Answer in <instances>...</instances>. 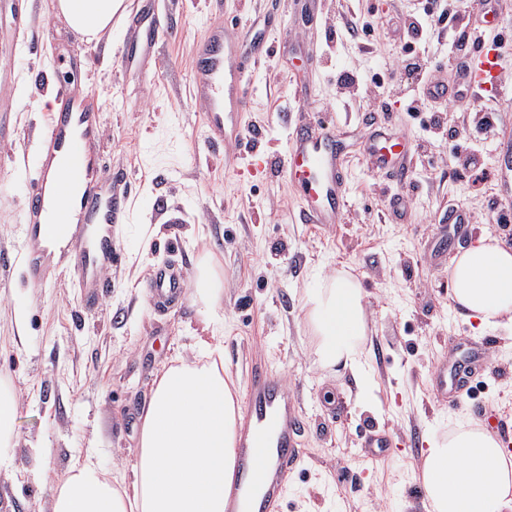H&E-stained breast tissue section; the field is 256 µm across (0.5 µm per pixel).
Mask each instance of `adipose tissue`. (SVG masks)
Returning a JSON list of instances; mask_svg holds the SVG:
<instances>
[{
  "label": "adipose tissue",
  "instance_id": "adipose-tissue-1",
  "mask_svg": "<svg viewBox=\"0 0 512 512\" xmlns=\"http://www.w3.org/2000/svg\"><path fill=\"white\" fill-rule=\"evenodd\" d=\"M67 25L88 40L112 31L127 0H55ZM455 307L481 326L512 329V247L491 234L448 267ZM194 287L206 335L155 378L145 403L132 474H109L92 460L71 466L54 489L51 512H225L235 469L239 394L224 370L222 283L198 267ZM364 291L348 271L322 280L304 300L315 363L359 372L368 351ZM427 512H512V460L493 435L459 422L427 448L420 472Z\"/></svg>",
  "mask_w": 512,
  "mask_h": 512
}]
</instances>
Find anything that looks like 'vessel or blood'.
<instances>
[{
	"label": "vessel or blood",
	"mask_w": 512,
	"mask_h": 512,
	"mask_svg": "<svg viewBox=\"0 0 512 512\" xmlns=\"http://www.w3.org/2000/svg\"><path fill=\"white\" fill-rule=\"evenodd\" d=\"M499 80V56L490 45L471 59L467 90L488 92ZM247 82L240 35L221 27L208 29L201 55L191 67L190 83L210 143H222L226 125L247 109ZM98 134L97 113L82 105L71 101L62 111L49 113L39 158L44 176L24 199L21 240L32 283H42L49 267L66 270L91 309L99 307L105 275L117 263L112 227L123 220L121 196L87 189L75 207L61 206L58 199L82 180L98 178ZM340 160V143L323 125L303 124L290 138L280 165L304 193L306 223H337ZM190 282L185 268L153 269L146 282L148 299L167 309L183 297ZM486 357V347L479 345L470 347L464 358L442 360L431 377L436 399L444 404L459 397L483 369ZM241 416L226 512H279L285 483L303 453V415L278 371L261 364L252 368L241 398Z\"/></svg>",
	"instance_id": "1"
}]
</instances>
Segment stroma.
Returning a JSON list of instances; mask_svg holds the SVG:
<instances>
[{
  "instance_id": "obj_1",
  "label": "stroma",
  "mask_w": 512,
  "mask_h": 512,
  "mask_svg": "<svg viewBox=\"0 0 512 512\" xmlns=\"http://www.w3.org/2000/svg\"><path fill=\"white\" fill-rule=\"evenodd\" d=\"M420 0H128L156 35L145 72H126L127 20L109 44H92L53 10L52 0H0V386L18 401L15 469L0 471L14 512H50L47 488L86 453L108 472L137 452L130 412L147 402L157 372L189 354L200 332L193 295L157 312L145 293L153 267L196 271L211 258L224 286V367L238 387L253 364L282 373L306 420L303 454L288 479L281 512H426L412 454L413 434L431 440L459 417L512 425V337L485 329L450 303L448 265L502 213L512 187L495 170L512 142V104L489 93L438 106L387 73L405 57L396 23ZM486 0H459L455 18L421 41L426 79L453 63L451 34L481 17ZM361 16L371 30L329 39ZM261 29L271 55L250 69L251 105L238 119L236 162L209 145L190 95L189 71L212 26ZM353 72L356 93L336 74ZM69 76L95 100L104 173L126 183L127 221L113 243L119 263L98 310L86 311L71 274L30 285L17 257L24 197L38 181L45 109L32 92L40 77ZM388 111H378L379 103ZM497 116L483 130L482 110ZM335 128L347 159L341 216L327 228L303 223L301 192L276 157L295 128ZM404 146L403 173L372 168L373 136ZM484 161L478 180L463 167L466 148ZM465 207L475 224L449 238L438 217ZM346 268L366 293L372 329L362 378L313 363L314 338L303 309L320 278ZM492 337L488 365L467 394L440 405L430 376L463 343ZM391 447L367 461L368 430Z\"/></svg>"
}]
</instances>
